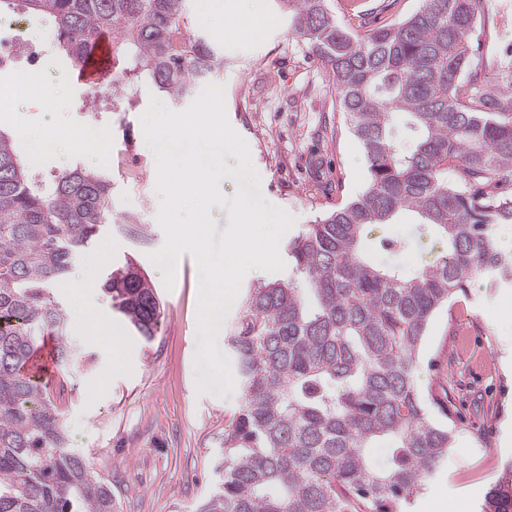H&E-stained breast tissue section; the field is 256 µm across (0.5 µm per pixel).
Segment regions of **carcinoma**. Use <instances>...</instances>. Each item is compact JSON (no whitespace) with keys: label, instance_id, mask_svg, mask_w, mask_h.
I'll return each mask as SVG.
<instances>
[{"label":"carcinoma","instance_id":"carcinoma-1","mask_svg":"<svg viewBox=\"0 0 512 512\" xmlns=\"http://www.w3.org/2000/svg\"><path fill=\"white\" fill-rule=\"evenodd\" d=\"M185 0H16L51 21L76 67L112 34L115 80L184 100L224 54L184 15ZM329 70L369 164L349 205L288 242L291 276L260 283L229 339L243 402L224 427L222 480L196 512H400L448 459L453 431L433 420L416 381L428 326L475 282L512 284L495 229L512 223V112L463 99L481 0H424L407 21L354 34L329 0H277ZM459 180L448 181V171ZM442 243L412 276L366 254L369 227L400 213ZM112 222V179L80 166L36 180L0 130V512H114L112 491L68 446L62 413L26 366L40 337L76 360L53 289ZM122 230L148 240L128 215ZM133 332L152 341L162 301L130 257L101 280ZM387 448L378 465L366 449ZM478 512H512V460Z\"/></svg>","mask_w":512,"mask_h":512}]
</instances>
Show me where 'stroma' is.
<instances>
[{
	"label": "stroma",
	"mask_w": 512,
	"mask_h": 512,
	"mask_svg": "<svg viewBox=\"0 0 512 512\" xmlns=\"http://www.w3.org/2000/svg\"><path fill=\"white\" fill-rule=\"evenodd\" d=\"M219 18L203 25L224 52V67L213 78L224 88L227 118L247 142L268 202L295 218L289 237L362 196L369 172L364 151L327 71L307 45L288 28L275 0H262L274 25L260 31L225 33L224 23L241 22L243 0H216ZM423 0H330L337 22L362 34L402 22ZM20 19L23 36L42 43L41 71L52 83L41 92H16L13 76L0 72V129L11 134L36 178L50 179L74 166L100 169L109 155H122L136 176L112 170V212L134 216L147 243L120 228L104 234L100 246L79 257L54 295L67 323V338L87 357L70 368L67 393L59 407L69 446L112 490L116 512H194L218 482L224 425L241 407L242 393H221L219 385L199 392L206 367L195 364L202 336L198 327L199 271L183 253L173 289L162 286L163 271L150 261L164 234L156 221V164L140 116L154 93L132 86V108L90 110L94 87L80 83L75 68L62 64L50 42L49 27L38 15L0 11V20ZM477 75L459 80L465 94L481 93L495 112H512V0H484L471 35ZM96 126L102 147L62 143L52 127ZM423 236L409 216L374 227L368 234L373 257L394 263L405 274L422 264ZM135 258L160 288L164 304L160 329L144 342L115 312L99 286L112 265ZM511 288L480 284L457 291L439 309L418 351L417 383L432 393L433 418L453 431L448 459L404 512H476L479 500L506 460L512 459ZM90 313L79 321L76 311ZM123 351L112 359L113 345Z\"/></svg>",
	"instance_id": "obj_1"
}]
</instances>
